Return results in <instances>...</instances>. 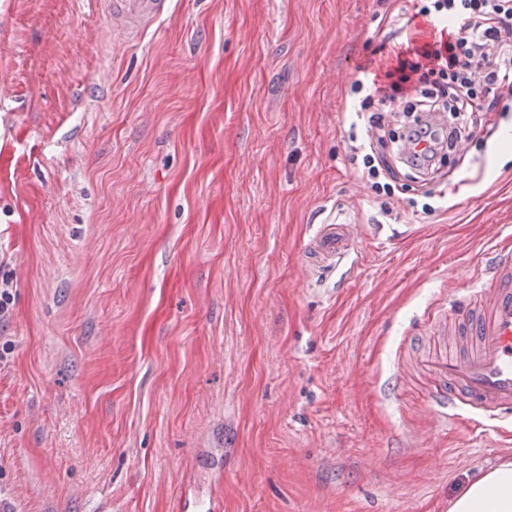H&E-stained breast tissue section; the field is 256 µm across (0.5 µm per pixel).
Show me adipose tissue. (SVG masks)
Returning <instances> with one entry per match:
<instances>
[{
	"label": "adipose tissue",
	"mask_w": 512,
	"mask_h": 512,
	"mask_svg": "<svg viewBox=\"0 0 512 512\" xmlns=\"http://www.w3.org/2000/svg\"><path fill=\"white\" fill-rule=\"evenodd\" d=\"M448 512H512V459L476 474L451 500Z\"/></svg>",
	"instance_id": "1"
}]
</instances>
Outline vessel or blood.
Segmentation results:
<instances>
[{"label": "vessel or blood", "instance_id": "obj_1", "mask_svg": "<svg viewBox=\"0 0 512 512\" xmlns=\"http://www.w3.org/2000/svg\"><path fill=\"white\" fill-rule=\"evenodd\" d=\"M113 13L148 25L168 13L172 0H111ZM358 231L352 224L318 225L306 244L314 275H326L354 252ZM465 338L461 352L448 351V329ZM428 352L415 366L428 385L420 410L428 419L448 421L453 410L482 411L471 431L512 410V256L501 255L470 287L446 291L427 322Z\"/></svg>", "mask_w": 512, "mask_h": 512}]
</instances>
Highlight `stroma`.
Returning <instances> with one entry per match:
<instances>
[{
    "label": "stroma",
    "mask_w": 512,
    "mask_h": 512,
    "mask_svg": "<svg viewBox=\"0 0 512 512\" xmlns=\"http://www.w3.org/2000/svg\"><path fill=\"white\" fill-rule=\"evenodd\" d=\"M0 0V506L448 512L512 416L436 429L403 341L512 251V92L447 159L452 202L349 161L360 66L408 0ZM432 211H423L424 202ZM357 224V266L306 268ZM101 3L112 8L116 13L148 25L168 13L172 8V0H105ZM358 231L354 224H319L306 244L312 275L333 273L355 251Z\"/></svg>",
    "instance_id": "35a3bbf8"
}]
</instances>
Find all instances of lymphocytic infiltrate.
<instances>
[{"label":"lymphocytic infiltrate","mask_w":512,"mask_h":512,"mask_svg":"<svg viewBox=\"0 0 512 512\" xmlns=\"http://www.w3.org/2000/svg\"><path fill=\"white\" fill-rule=\"evenodd\" d=\"M419 15L446 27V40L414 47L415 62L398 60L378 73L362 67L351 86L362 97L357 117L364 136L350 134L356 174L376 193L395 195L403 171L434 181L458 143L471 139L480 92L512 91V0H432ZM414 91L403 110L386 108L391 96ZM426 141L427 153L404 156V143Z\"/></svg>","instance_id":"f902f5d3"}]
</instances>
